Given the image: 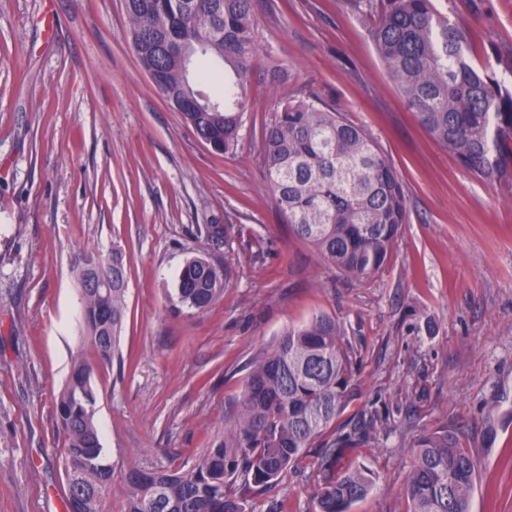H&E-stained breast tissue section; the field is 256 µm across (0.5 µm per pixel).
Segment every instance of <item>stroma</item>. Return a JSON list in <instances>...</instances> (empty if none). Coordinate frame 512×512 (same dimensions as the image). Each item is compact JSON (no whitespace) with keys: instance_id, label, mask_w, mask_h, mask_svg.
I'll use <instances>...</instances> for the list:
<instances>
[{"instance_id":"1","label":"stroma","mask_w":512,"mask_h":512,"mask_svg":"<svg viewBox=\"0 0 512 512\" xmlns=\"http://www.w3.org/2000/svg\"><path fill=\"white\" fill-rule=\"evenodd\" d=\"M476 61L512 75V0H434ZM258 54L237 147L213 153L132 48L123 0H0V512H64L54 419L81 347L74 259L125 255L120 357L96 365L95 419L112 466L106 512L132 470L188 469L245 391L249 363L288 325L335 316L360 360L336 420L374 427V473L350 512H404L412 448L441 425L478 464L471 512H512V174L465 170L410 112L355 0H255ZM363 126L397 171L408 221L361 283L295 238L265 182L260 129L296 93ZM228 227L227 240L199 225ZM228 264L223 296L178 313L184 260ZM317 450L249 502L316 512Z\"/></svg>"}]
</instances>
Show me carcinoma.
Here are the masks:
<instances>
[{
	"label": "carcinoma",
	"mask_w": 512,
	"mask_h": 512,
	"mask_svg": "<svg viewBox=\"0 0 512 512\" xmlns=\"http://www.w3.org/2000/svg\"><path fill=\"white\" fill-rule=\"evenodd\" d=\"M132 43L143 70L217 154L233 149L250 111L248 83L257 49L253 0H125ZM367 26L385 68L419 124L468 172L492 181L512 170V86L471 56L466 30L432 0L369 4ZM224 68L222 91L200 86ZM204 97L211 109L197 112ZM267 187L292 233L313 245L340 274L370 281L390 262L408 217L404 186L378 143L335 108L307 96L282 103L261 129ZM88 351L72 359L55 401L66 435L61 465L67 512H102L112 488L95 422L94 361L112 362L125 316L124 256L80 252L74 265ZM112 286L84 288L92 272ZM229 268L186 259L172 307L202 311L223 294ZM357 349L329 314L284 329L251 361L241 399L224 428L183 472L134 470L124 487L126 512H248L250 498L288 475L319 442L317 512H349L372 487L354 463L371 422L347 433L332 426L352 393ZM477 461L446 426L419 437L406 476L407 512H471Z\"/></svg>",
	"instance_id": "1"
}]
</instances>
